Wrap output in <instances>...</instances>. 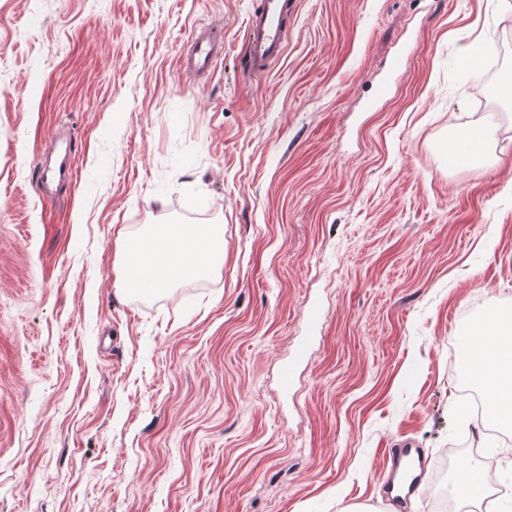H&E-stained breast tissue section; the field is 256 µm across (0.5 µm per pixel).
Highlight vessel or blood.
<instances>
[{"instance_id": "vessel-or-blood-1", "label": "vessel or blood", "mask_w": 512, "mask_h": 512, "mask_svg": "<svg viewBox=\"0 0 512 512\" xmlns=\"http://www.w3.org/2000/svg\"><path fill=\"white\" fill-rule=\"evenodd\" d=\"M294 7V0H258L245 31L246 63L252 75L264 74L273 61L284 55L288 46V17ZM223 52L220 32L209 27L200 28L185 54L183 76L205 77ZM70 177L69 154L64 151L53 168L40 171L39 183L43 186L51 182L65 185ZM386 456L389 467L387 498L393 504L406 505L411 496L422 490L429 460L423 449L410 439L392 442Z\"/></svg>"}]
</instances>
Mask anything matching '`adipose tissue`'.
Listing matches in <instances>:
<instances>
[{
	"label": "adipose tissue",
	"mask_w": 512,
	"mask_h": 512,
	"mask_svg": "<svg viewBox=\"0 0 512 512\" xmlns=\"http://www.w3.org/2000/svg\"><path fill=\"white\" fill-rule=\"evenodd\" d=\"M119 248L123 286L152 295L180 279L212 272L224 259V227L156 224L146 233H121ZM469 372L484 388L488 415L512 426V314L487 319Z\"/></svg>",
	"instance_id": "ef3b65f1"
}]
</instances>
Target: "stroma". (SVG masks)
<instances>
[{
    "label": "stroma",
    "mask_w": 512,
    "mask_h": 512,
    "mask_svg": "<svg viewBox=\"0 0 512 512\" xmlns=\"http://www.w3.org/2000/svg\"><path fill=\"white\" fill-rule=\"evenodd\" d=\"M295 2L254 78L252 0H0V512H464L444 468L512 484V427L464 396L512 308V102L470 49L512 71V0ZM207 25L224 54L184 80ZM152 224L223 225V266L125 291L119 233ZM402 435L430 465L400 511ZM497 126L498 120L492 117L479 126L459 132V137L453 141L462 143L471 157L478 158L483 154L487 142L495 135ZM72 150V143H69L59 154L52 169H42L39 173V184L42 190L47 193L46 188L49 182H56L58 185L68 184L71 177V166L69 154Z\"/></svg>",
    "instance_id": "35a3bbf8"
}]
</instances>
